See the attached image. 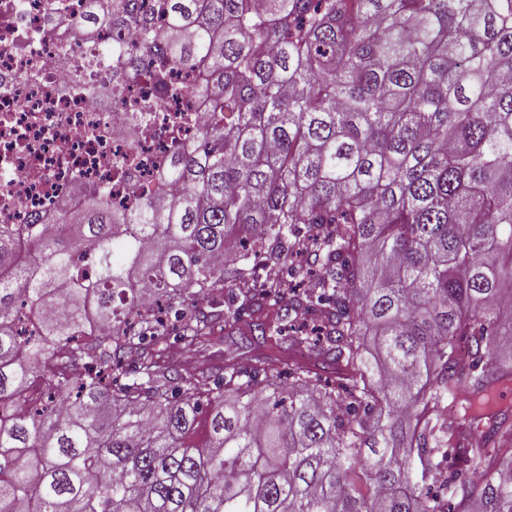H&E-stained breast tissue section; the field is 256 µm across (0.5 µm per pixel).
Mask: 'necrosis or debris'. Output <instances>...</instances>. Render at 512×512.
<instances>
[{
	"instance_id": "obj_1",
	"label": "necrosis or debris",
	"mask_w": 512,
	"mask_h": 512,
	"mask_svg": "<svg viewBox=\"0 0 512 512\" xmlns=\"http://www.w3.org/2000/svg\"><path fill=\"white\" fill-rule=\"evenodd\" d=\"M88 10V0H0V224L54 214L95 188L136 208L172 145L194 144L207 118L189 93L194 70L170 74L181 94L158 92L136 75L138 56L111 57L137 35L102 26L87 38ZM131 153L136 170L120 174Z\"/></svg>"
}]
</instances>
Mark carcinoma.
Listing matches in <instances>:
<instances>
[{
  "label": "carcinoma",
  "instance_id": "carcinoma-1",
  "mask_svg": "<svg viewBox=\"0 0 512 512\" xmlns=\"http://www.w3.org/2000/svg\"><path fill=\"white\" fill-rule=\"evenodd\" d=\"M94 2L209 125L166 195L0 225V512H512V0ZM227 282L292 383L164 360Z\"/></svg>",
  "mask_w": 512,
  "mask_h": 512
}]
</instances>
